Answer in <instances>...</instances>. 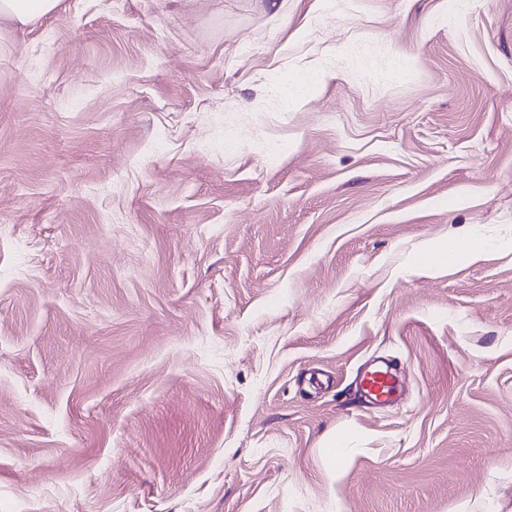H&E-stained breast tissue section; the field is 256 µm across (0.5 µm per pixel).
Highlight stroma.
Listing matches in <instances>:
<instances>
[{"label": "stroma", "instance_id": "obj_1", "mask_svg": "<svg viewBox=\"0 0 512 512\" xmlns=\"http://www.w3.org/2000/svg\"><path fill=\"white\" fill-rule=\"evenodd\" d=\"M0 512H512V0L1 21ZM358 386L368 400L384 404L392 399L397 388V379L387 368L375 366L360 374Z\"/></svg>", "mask_w": 512, "mask_h": 512}]
</instances>
